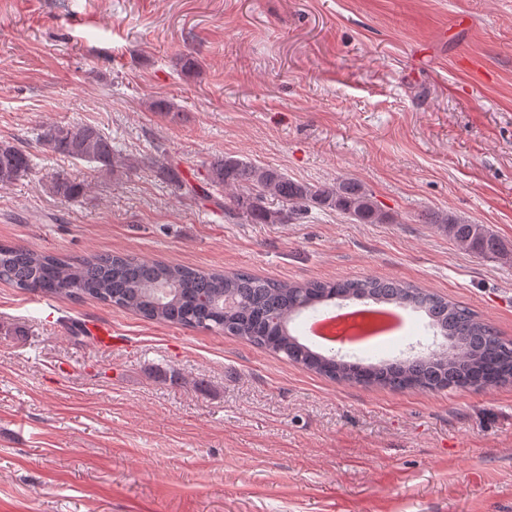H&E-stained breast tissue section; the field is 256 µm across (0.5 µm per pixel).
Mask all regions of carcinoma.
Masks as SVG:
<instances>
[{
  "label": "carcinoma",
  "instance_id": "1",
  "mask_svg": "<svg viewBox=\"0 0 512 512\" xmlns=\"http://www.w3.org/2000/svg\"><path fill=\"white\" fill-rule=\"evenodd\" d=\"M149 109L170 122L180 115L164 98L151 100ZM38 141L50 152L92 164L99 172L114 171L112 139L95 126L79 122L45 125ZM35 166L30 151L13 141H0V187L32 173ZM125 166L129 170L147 166L183 195H197L195 186L180 176L178 166L160 146L147 160L126 158ZM201 176L205 198L213 192L232 191L222 200L215 199L231 220L286 224L308 208L319 207L359 224L390 221L373 195L351 179L315 185L230 155L213 158ZM45 187L52 196L74 202L84 196L88 183L55 172L46 177ZM271 198L281 207L271 208ZM433 223L479 255L504 252L500 240L484 224H466L447 214L436 216ZM0 281L45 297L95 299L149 321L233 336L335 381L437 392L512 381V340L500 336L469 308L398 280L362 277L288 283L244 270L225 274L121 254L64 259L23 246L0 244ZM349 296L424 312L429 326L443 337L446 349L363 365L338 359L334 354L323 355L292 334L290 324L300 313L316 312L321 305H334Z\"/></svg>",
  "mask_w": 512,
  "mask_h": 512
}]
</instances>
